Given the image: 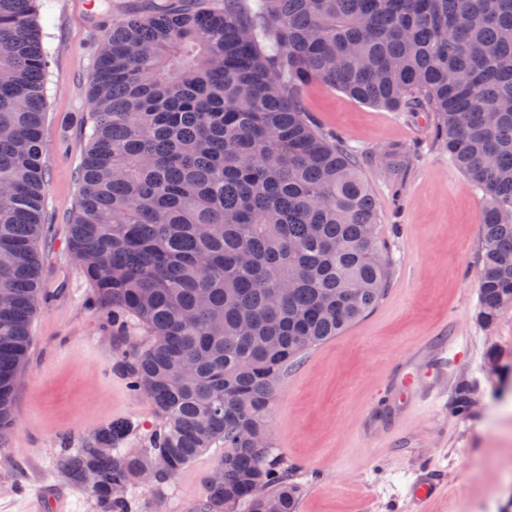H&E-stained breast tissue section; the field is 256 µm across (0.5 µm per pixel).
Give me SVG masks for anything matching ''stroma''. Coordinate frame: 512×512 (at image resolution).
Masks as SVG:
<instances>
[{
    "label": "stroma",
    "mask_w": 512,
    "mask_h": 512,
    "mask_svg": "<svg viewBox=\"0 0 512 512\" xmlns=\"http://www.w3.org/2000/svg\"><path fill=\"white\" fill-rule=\"evenodd\" d=\"M83 3L45 0L39 19L51 53L40 244L47 300L32 322L15 426L0 447V512H32L47 489L65 499L67 512H98L89 491L65 475L62 459L117 421L133 426L126 447H142L158 422L150 401L129 390L120 362L141 331L118 332L108 311L86 308L94 288L69 251L89 84L106 35L104 19ZM302 106L357 156L381 216L389 281L370 315L309 350L279 385L270 442L294 471L298 512H406L420 477L441 488L426 512H512V309L489 328L477 320L487 197L435 142L425 113L391 112L321 83L307 89ZM397 145L409 159L393 169L386 158ZM427 336L465 344L464 357L449 361L438 381L435 401L396 422L371 415L373 397ZM491 350L500 356L494 374ZM464 381L477 403L460 418L451 402ZM373 419L385 427L376 438L368 433ZM223 454L214 445L162 491L135 488L132 512H194Z\"/></svg>",
    "instance_id": "1"
}]
</instances>
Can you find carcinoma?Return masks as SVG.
Listing matches in <instances>:
<instances>
[{
    "mask_svg": "<svg viewBox=\"0 0 512 512\" xmlns=\"http://www.w3.org/2000/svg\"><path fill=\"white\" fill-rule=\"evenodd\" d=\"M42 0H0V447L44 295L40 242L49 52ZM324 83L426 112L489 198L478 319L512 307V0H163L112 20L91 79L69 248L98 299L148 336L122 352L158 423H112L63 459L100 512H131L217 443L195 512H296L270 448L279 381L381 300L388 263L356 156L301 99ZM473 389L453 412L469 415Z\"/></svg>",
    "mask_w": 512,
    "mask_h": 512,
    "instance_id": "obj_1",
    "label": "carcinoma"
}]
</instances>
